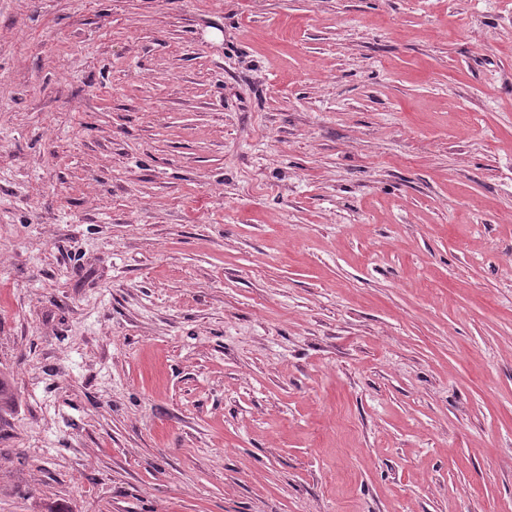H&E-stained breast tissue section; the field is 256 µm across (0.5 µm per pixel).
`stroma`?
<instances>
[{
	"label": "stroma",
	"instance_id": "obj_1",
	"mask_svg": "<svg viewBox=\"0 0 512 512\" xmlns=\"http://www.w3.org/2000/svg\"><path fill=\"white\" fill-rule=\"evenodd\" d=\"M0 512H512V0H0Z\"/></svg>",
	"mask_w": 512,
	"mask_h": 512
}]
</instances>
